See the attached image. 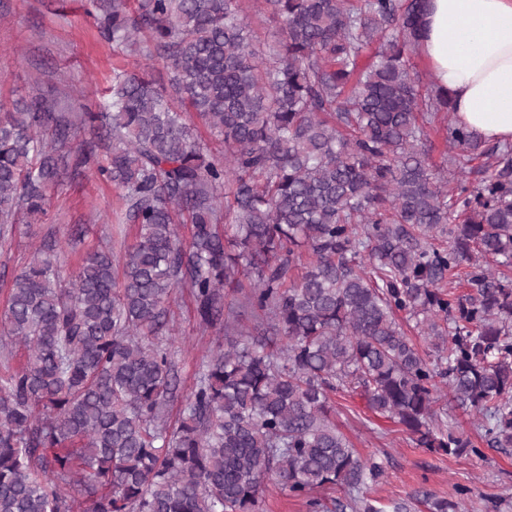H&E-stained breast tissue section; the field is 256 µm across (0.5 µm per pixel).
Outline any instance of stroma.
Returning a JSON list of instances; mask_svg holds the SVG:
<instances>
[{"label": "stroma", "mask_w": 512, "mask_h": 512, "mask_svg": "<svg viewBox=\"0 0 512 512\" xmlns=\"http://www.w3.org/2000/svg\"><path fill=\"white\" fill-rule=\"evenodd\" d=\"M120 71L144 72L158 87L169 85L161 65L100 36L93 0H0V103L42 96L98 111ZM120 217L111 186L90 173L63 177L42 222L18 226L12 238L0 241V314L12 274L27 263L41 238L49 234L59 241L60 262L68 272L105 245L118 251L133 243L135 230ZM169 310L172 330L161 342L172 351L186 391L224 334L199 328L187 289L173 293ZM335 407L334 420L357 452L384 465V476L370 488L372 497L386 502L424 491L452 500L463 485L472 490L466 512H512V449L487 446L479 457L435 455L419 448L402 426L368 410L359 394L336 395Z\"/></svg>", "instance_id": "stroma-1"}]
</instances>
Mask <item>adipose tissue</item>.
<instances>
[{"instance_id":"ef3b65f1","label":"adipose tissue","mask_w":512,"mask_h":512,"mask_svg":"<svg viewBox=\"0 0 512 512\" xmlns=\"http://www.w3.org/2000/svg\"><path fill=\"white\" fill-rule=\"evenodd\" d=\"M417 53L459 124L512 141V0H427Z\"/></svg>"}]
</instances>
